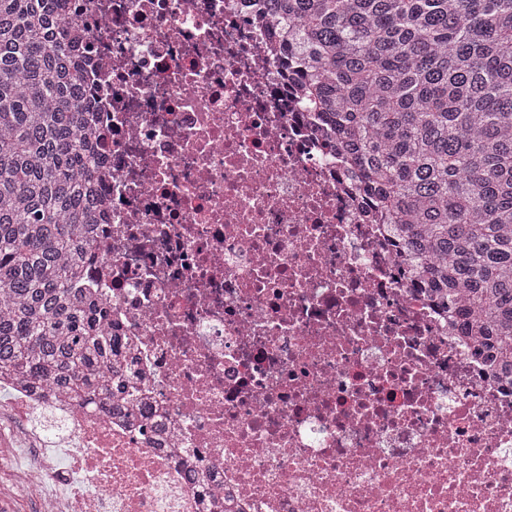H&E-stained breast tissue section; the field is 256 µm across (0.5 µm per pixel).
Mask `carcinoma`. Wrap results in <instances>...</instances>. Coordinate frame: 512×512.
Listing matches in <instances>:
<instances>
[{
	"instance_id": "obj_1",
	"label": "carcinoma",
	"mask_w": 512,
	"mask_h": 512,
	"mask_svg": "<svg viewBox=\"0 0 512 512\" xmlns=\"http://www.w3.org/2000/svg\"><path fill=\"white\" fill-rule=\"evenodd\" d=\"M67 0H0V370L120 413L125 342L80 289L100 198ZM282 65L512 374V0H268Z\"/></svg>"
}]
</instances>
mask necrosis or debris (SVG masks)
<instances>
[{"instance_id": "necrosis-or-debris-1", "label": "necrosis or debris", "mask_w": 512, "mask_h": 512, "mask_svg": "<svg viewBox=\"0 0 512 512\" xmlns=\"http://www.w3.org/2000/svg\"><path fill=\"white\" fill-rule=\"evenodd\" d=\"M106 193L85 279L152 425L10 376L39 512H512V385L278 63L265 0H73Z\"/></svg>"}]
</instances>
